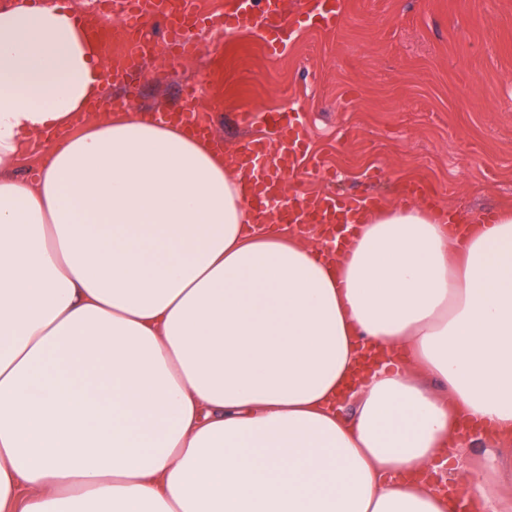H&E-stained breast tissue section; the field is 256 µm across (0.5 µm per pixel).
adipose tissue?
Here are the masks:
<instances>
[{"mask_svg":"<svg viewBox=\"0 0 512 512\" xmlns=\"http://www.w3.org/2000/svg\"><path fill=\"white\" fill-rule=\"evenodd\" d=\"M107 65L64 0L0 8V512H447V448L512 512V211L376 209L328 263L206 141L85 118Z\"/></svg>","mask_w":512,"mask_h":512,"instance_id":"adipose-tissue-1","label":"adipose tissue"}]
</instances>
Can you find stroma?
Here are the masks:
<instances>
[{
	"instance_id": "obj_1",
	"label": "stroma",
	"mask_w": 512,
	"mask_h": 512,
	"mask_svg": "<svg viewBox=\"0 0 512 512\" xmlns=\"http://www.w3.org/2000/svg\"><path fill=\"white\" fill-rule=\"evenodd\" d=\"M191 85L215 137L262 128L240 112L295 111L312 161L296 193H368L477 219L512 208V0H346L333 32L305 29L271 57L249 31L201 39L166 70L145 66L115 94L147 111Z\"/></svg>"
}]
</instances>
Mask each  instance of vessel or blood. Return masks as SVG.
<instances>
[{
	"mask_svg": "<svg viewBox=\"0 0 512 512\" xmlns=\"http://www.w3.org/2000/svg\"><path fill=\"white\" fill-rule=\"evenodd\" d=\"M120 24L115 33L133 35L156 53L169 57L193 54L195 39L181 26L168 21L167 0H118ZM284 0H224L218 15H201L194 0L186 9L197 23L232 33L257 32L269 55H278L288 38L300 29L315 27L335 30L344 8V0H296L293 10L283 8ZM157 119L176 118L190 129L210 134V124L198 106L196 87H189L177 106L156 111ZM267 132L261 137H241L234 149V162L249 183L258 223L270 215L266 202L284 192L283 172L299 169L308 152V130L295 114L268 112L264 115ZM377 199L368 195L343 199L310 196L300 203L286 204L278 215L281 223L299 228L320 229L331 225H349L355 216L376 207Z\"/></svg>",
	"mask_w": 512,
	"mask_h": 512,
	"instance_id": "obj_1",
	"label": "vessel or blood"
}]
</instances>
